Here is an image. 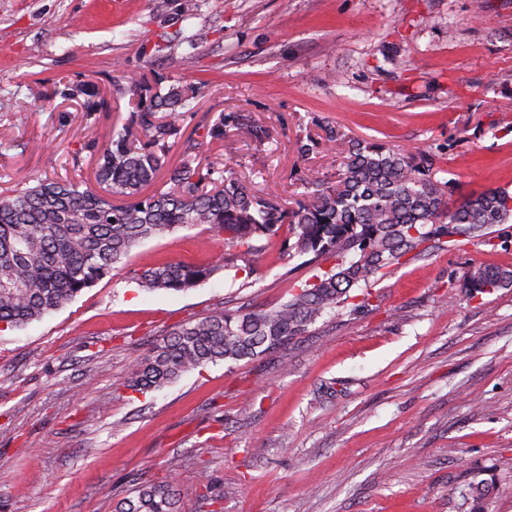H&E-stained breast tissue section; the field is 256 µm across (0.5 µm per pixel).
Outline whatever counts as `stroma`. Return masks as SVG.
<instances>
[{
    "mask_svg": "<svg viewBox=\"0 0 512 512\" xmlns=\"http://www.w3.org/2000/svg\"><path fill=\"white\" fill-rule=\"evenodd\" d=\"M140 73L200 88L170 164L220 113L267 126L264 146L235 125L208 155L273 199L333 178V126L438 158L449 205L512 190V0H0V194L91 180L86 127L129 124ZM87 81L103 111L72 96ZM220 255L188 291L137 283ZM481 264L512 268V223L406 255L277 350L141 393L130 367L174 327L284 302L317 268L204 225L139 244L65 307L0 324V512H113L166 481L179 512H469L486 482L487 512H512V288L471 296Z\"/></svg>",
    "mask_w": 512,
    "mask_h": 512,
    "instance_id": "obj_1",
    "label": "stroma"
}]
</instances>
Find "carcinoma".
Segmentation results:
<instances>
[{"instance_id": "obj_1", "label": "carcinoma", "mask_w": 512, "mask_h": 512, "mask_svg": "<svg viewBox=\"0 0 512 512\" xmlns=\"http://www.w3.org/2000/svg\"><path fill=\"white\" fill-rule=\"evenodd\" d=\"M138 98L132 130L99 137L94 182L43 180L0 195V323L24 326L62 308L112 273L133 247L180 227L206 225L218 240L249 254L254 241L284 230L297 255L334 265L293 290L284 303L248 313L217 312L180 325L171 337L130 368L128 386L159 389L188 371L220 361L252 359L303 334L326 310L351 298L381 271L443 237L472 238L491 224L512 221V192L491 188L447 209L446 184L435 179V158L368 144L339 128L326 142L341 162L331 181L311 178L294 205L265 198L232 170L213 178L204 163L210 144L242 115H219L174 167L170 139L179 134L184 109L196 98L191 84L161 91L143 76L125 77ZM86 112L105 100L95 85L76 90ZM169 187L144 197L160 174ZM355 252L347 261L345 253ZM159 263L138 275L147 291L183 292L223 267ZM512 286V270L477 266L465 287L484 294ZM117 512H178L166 485L146 484L116 504Z\"/></svg>"}]
</instances>
